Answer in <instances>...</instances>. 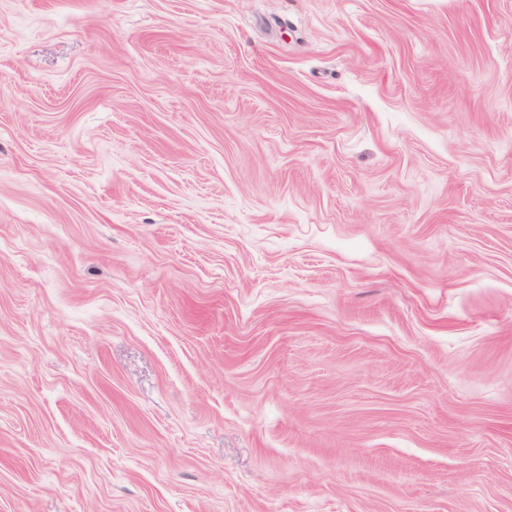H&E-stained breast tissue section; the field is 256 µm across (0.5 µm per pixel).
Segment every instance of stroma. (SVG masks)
<instances>
[{
    "instance_id": "35a3bbf8",
    "label": "stroma",
    "mask_w": 512,
    "mask_h": 512,
    "mask_svg": "<svg viewBox=\"0 0 512 512\" xmlns=\"http://www.w3.org/2000/svg\"><path fill=\"white\" fill-rule=\"evenodd\" d=\"M0 512H512V0H0Z\"/></svg>"
}]
</instances>
